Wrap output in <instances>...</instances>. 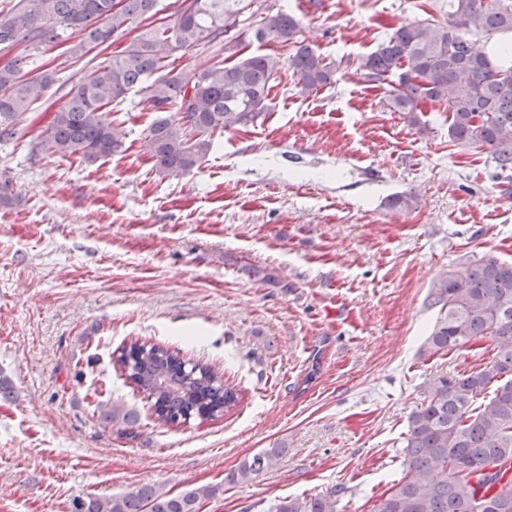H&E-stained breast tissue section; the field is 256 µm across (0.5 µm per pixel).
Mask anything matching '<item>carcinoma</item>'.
Returning a JSON list of instances; mask_svg holds the SVG:
<instances>
[{
  "instance_id": "1",
  "label": "carcinoma",
  "mask_w": 512,
  "mask_h": 512,
  "mask_svg": "<svg viewBox=\"0 0 512 512\" xmlns=\"http://www.w3.org/2000/svg\"><path fill=\"white\" fill-rule=\"evenodd\" d=\"M17 0L0 15V48L24 42L37 53L76 40L71 55L108 48L112 37L138 22L142 32L122 51L79 80L53 113L34 148L95 162L123 147L125 132L104 119L135 89L145 107L169 116L153 122L143 150L164 171H190L211 148L212 136L257 120L270 108L280 57L254 54L232 65L220 59L237 18L253 0H176L172 19L152 18L157 0ZM300 21L286 12L267 14L260 41L293 46L288 68L303 93L336 83L339 65L300 40ZM512 35V0H448L443 20L408 22L388 34L359 68L369 79L391 81L389 108L415 113L423 103L446 104L449 133L461 143L490 149L512 169V66L497 62L487 43ZM213 63L194 67L176 53L198 47ZM34 71L30 55L0 67V137L19 135L24 115L55 82ZM438 316L424 343L435 354L480 337L494 343L492 358L469 374L440 375L409 416L401 476L382 493L373 512H512V263L493 256L442 272L429 290ZM125 381L150 404L155 419L176 427L187 418L214 421L235 409L242 391L208 363L192 361L152 340L137 338L116 359ZM492 389L486 403L478 396ZM105 419L131 435L138 415L112 406ZM282 453L268 448L245 459L230 483L246 482L272 467ZM216 489L203 486L170 495L145 485L120 497L80 499L74 512H197ZM262 512H336L330 494L281 498Z\"/></svg>"
}]
</instances>
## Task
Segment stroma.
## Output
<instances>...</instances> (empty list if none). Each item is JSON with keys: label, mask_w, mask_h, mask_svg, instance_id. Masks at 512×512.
<instances>
[{"label": "stroma", "mask_w": 512, "mask_h": 512, "mask_svg": "<svg viewBox=\"0 0 512 512\" xmlns=\"http://www.w3.org/2000/svg\"><path fill=\"white\" fill-rule=\"evenodd\" d=\"M448 0H256L238 25L251 54L288 57L254 37L288 12L301 40L345 62L335 85L300 94L278 74L270 110L215 135L199 168L159 172L141 148L155 120L136 91L106 121L124 152L88 164L34 151L40 129L112 49L36 58L55 82L0 142V512H72L75 499L144 485L177 495L215 487L199 512H261L288 496L335 493L337 512H371L399 477L408 417L436 376L490 359L478 343L430 355L440 272L512 261V169L448 133L445 107H388L389 84L356 63L402 24L442 17ZM408 208L391 206L394 196ZM275 270L273 285L243 264ZM147 338L223 370L243 391L212 422L171 428L126 384L115 359ZM139 415L134 437L103 420ZM280 447L275 465L227 484L240 462Z\"/></svg>", "instance_id": "35a3bbf8"}]
</instances>
